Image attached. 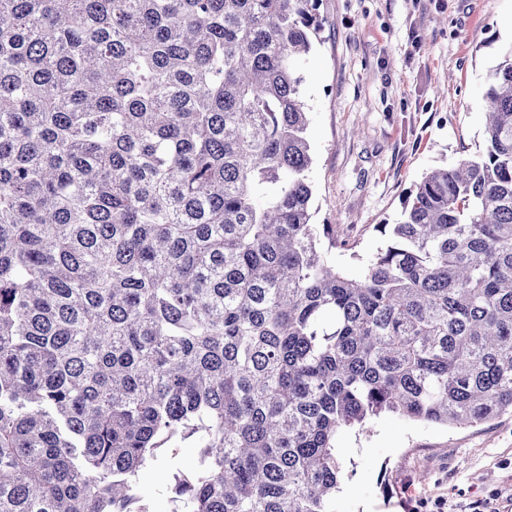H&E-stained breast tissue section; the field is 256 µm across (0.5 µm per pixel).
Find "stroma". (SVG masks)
Returning <instances> with one entry per match:
<instances>
[{"label":"stroma","mask_w":512,"mask_h":512,"mask_svg":"<svg viewBox=\"0 0 512 512\" xmlns=\"http://www.w3.org/2000/svg\"><path fill=\"white\" fill-rule=\"evenodd\" d=\"M320 41L304 66L314 162L313 223L330 225L331 259L357 275L382 246L423 174L485 149L483 92L512 43V0H319ZM344 479L333 512H448L498 495L512 502V414L457 428L387 414L336 440ZM192 440L161 449L138 490L174 512Z\"/></svg>","instance_id":"35a3bbf8"}]
</instances>
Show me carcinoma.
I'll list each match as a JSON object with an SVG mask.
<instances>
[{
	"instance_id": "obj_1",
	"label": "carcinoma",
	"mask_w": 512,
	"mask_h": 512,
	"mask_svg": "<svg viewBox=\"0 0 512 512\" xmlns=\"http://www.w3.org/2000/svg\"><path fill=\"white\" fill-rule=\"evenodd\" d=\"M319 0H0V512H332L335 441L512 413V45L486 152L358 276L312 223ZM198 451L193 440H178L175 448H161L158 460L140 476L139 493L150 505L151 512H173L176 508L174 476L191 475L197 466Z\"/></svg>"
}]
</instances>
